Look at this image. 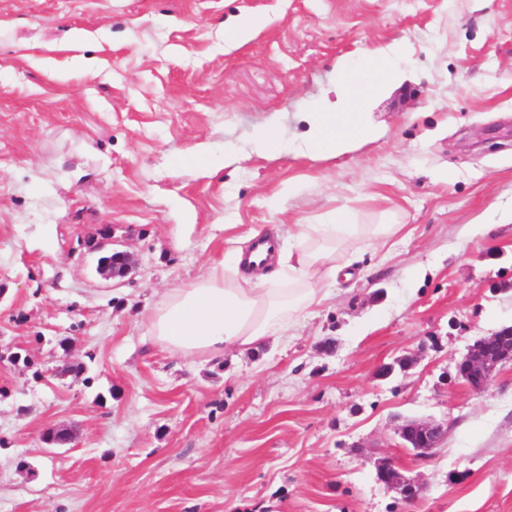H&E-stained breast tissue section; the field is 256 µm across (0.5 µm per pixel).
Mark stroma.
Masks as SVG:
<instances>
[{
  "label": "stroma",
  "instance_id": "35a3bbf8",
  "mask_svg": "<svg viewBox=\"0 0 512 512\" xmlns=\"http://www.w3.org/2000/svg\"><path fill=\"white\" fill-rule=\"evenodd\" d=\"M246 14L269 23L225 50ZM396 44L378 138L302 153L337 65ZM271 122L280 153H251ZM340 207L401 230L337 250L288 341L152 338L145 309L231 241ZM106 227L125 278L97 269ZM511 324L512 0H0V512H512V364L483 392L456 378ZM406 419L447 425L430 458ZM378 477L387 485H400L405 500L413 498L416 494L415 484L401 482L400 474L391 461H385L380 465Z\"/></svg>",
  "mask_w": 512,
  "mask_h": 512
}]
</instances>
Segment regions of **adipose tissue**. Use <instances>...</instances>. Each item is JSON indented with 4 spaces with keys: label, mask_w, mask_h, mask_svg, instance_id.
I'll use <instances>...</instances> for the list:
<instances>
[{
    "label": "adipose tissue",
    "mask_w": 512,
    "mask_h": 512,
    "mask_svg": "<svg viewBox=\"0 0 512 512\" xmlns=\"http://www.w3.org/2000/svg\"><path fill=\"white\" fill-rule=\"evenodd\" d=\"M404 56L403 47L391 46L368 51L361 65L339 64L335 100L323 101L306 117L305 153L332 159L356 143L374 140L377 131L366 103L401 80ZM356 229L353 213L337 209L327 223L297 225L292 242L278 244L276 260L267 267L248 264L245 250H235L231 266L211 263L193 282L168 289L150 308L153 338L173 353L211 358L229 349L253 351L272 338L287 340L298 315L321 301L314 281L334 260L332 249L311 248L310 240L339 241ZM284 278L292 280V287H280Z\"/></svg>",
    "instance_id": "1"
}]
</instances>
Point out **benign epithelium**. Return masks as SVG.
<instances>
[{
	"mask_svg": "<svg viewBox=\"0 0 512 512\" xmlns=\"http://www.w3.org/2000/svg\"><path fill=\"white\" fill-rule=\"evenodd\" d=\"M509 361H512V325L504 326L491 336L478 340L457 365L456 376L469 388L485 391L493 381V372L497 365ZM444 433V425L432 421H409L400 429L404 447L424 456L438 447ZM378 477L387 485L401 486L405 500L416 494V486L402 482L398 470L390 461L380 465Z\"/></svg>",
	"mask_w": 512,
	"mask_h": 512,
	"instance_id": "1",
	"label": "benign epithelium"
}]
</instances>
